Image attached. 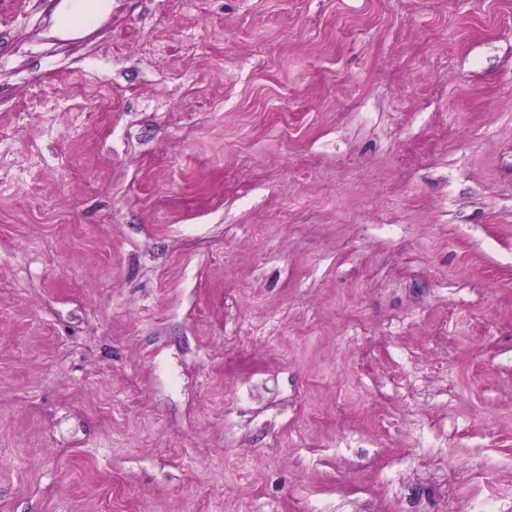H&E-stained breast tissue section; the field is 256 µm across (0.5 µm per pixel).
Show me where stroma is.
<instances>
[{"label":"stroma","mask_w":512,"mask_h":512,"mask_svg":"<svg viewBox=\"0 0 512 512\" xmlns=\"http://www.w3.org/2000/svg\"><path fill=\"white\" fill-rule=\"evenodd\" d=\"M57 4L0 42L51 106L0 141V512H512V0ZM60 9L55 12L58 28L75 29L88 21L104 7L101 0H62ZM50 77L54 83H66L74 95L83 98L87 103L85 112H90V116L112 112L111 92L103 86L95 85L82 67L73 66L56 70Z\"/></svg>","instance_id":"1"}]
</instances>
